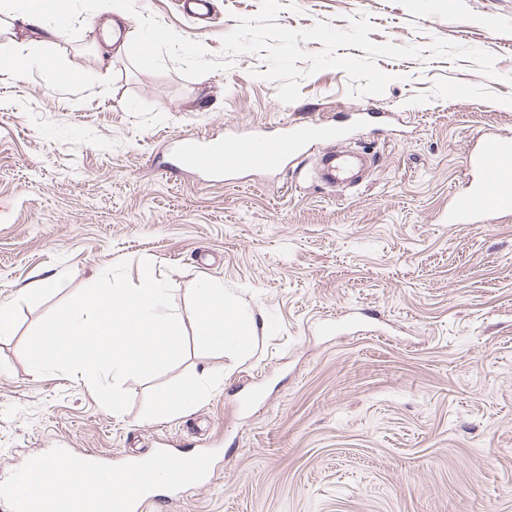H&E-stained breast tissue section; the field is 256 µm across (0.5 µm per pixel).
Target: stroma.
<instances>
[{
  "label": "stroma",
  "mask_w": 512,
  "mask_h": 512,
  "mask_svg": "<svg viewBox=\"0 0 512 512\" xmlns=\"http://www.w3.org/2000/svg\"><path fill=\"white\" fill-rule=\"evenodd\" d=\"M297 11H289V2ZM278 24L347 28L367 15L376 43L441 38L497 56L498 79L468 60L378 58L393 80L352 97L326 69L285 104L266 62L188 79L135 69L107 43L100 0H72L62 34L0 17V52L45 43V64L0 67V480L33 455L81 449L150 458L157 441L210 448L217 472L159 512H512V211L452 224L448 206L486 132L512 134V0H280ZM214 55L260 0H212L198 28L174 0H135ZM322 117L373 159L358 188L308 176L320 145L278 176L206 181L179 137L230 136ZM169 279L186 351L167 373L129 380L105 409L82 377L38 376L22 346L52 308L113 264L139 283ZM49 279L35 300L25 290ZM213 283L250 315L241 355L192 332L196 288ZM202 382L174 415L156 389Z\"/></svg>",
  "instance_id": "stroma-1"
}]
</instances>
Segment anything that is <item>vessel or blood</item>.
<instances>
[{"label": "vessel or blood", "instance_id": "obj_1", "mask_svg": "<svg viewBox=\"0 0 512 512\" xmlns=\"http://www.w3.org/2000/svg\"><path fill=\"white\" fill-rule=\"evenodd\" d=\"M345 135L342 126L314 119L286 128L278 137L257 131L238 133L224 140L186 137L179 143V154L190 170L205 175L245 170L275 173L288 159L299 156L307 142H338ZM360 162V154L354 151L330 153L321 160L318 178L331 189L350 185ZM467 168L474 171L475 176L454 195L448 208L449 221L461 222L512 210L511 134L484 135L471 153ZM66 463L88 478L98 476L103 470L98 457L90 452L68 456ZM118 473L126 484L125 489L94 499L91 512H143L156 485L150 462H129L119 468ZM213 476L210 450L197 449L173 486L176 497H183ZM0 498L14 502L17 512H64L66 507L62 497L44 494L42 464L38 461L15 474L10 481L0 482Z\"/></svg>", "mask_w": 512, "mask_h": 512}]
</instances>
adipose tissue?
I'll list each match as a JSON object with an SVG mask.
<instances>
[{
	"mask_svg": "<svg viewBox=\"0 0 512 512\" xmlns=\"http://www.w3.org/2000/svg\"><path fill=\"white\" fill-rule=\"evenodd\" d=\"M11 15L21 24L37 27L47 25L50 34L56 35L67 27L68 20L56 12V0H13ZM200 303L195 316V334L203 343L233 353L247 351L252 346L256 328L246 315L234 312L220 288L198 289ZM43 481L47 484H67L72 493L67 500V512H89L91 498L112 492L120 484L113 474L99 475L93 481L65 472L55 460H47L43 468Z\"/></svg>",
	"mask_w": 512,
	"mask_h": 512,
	"instance_id": "adipose-tissue-1",
	"label": "adipose tissue"
}]
</instances>
